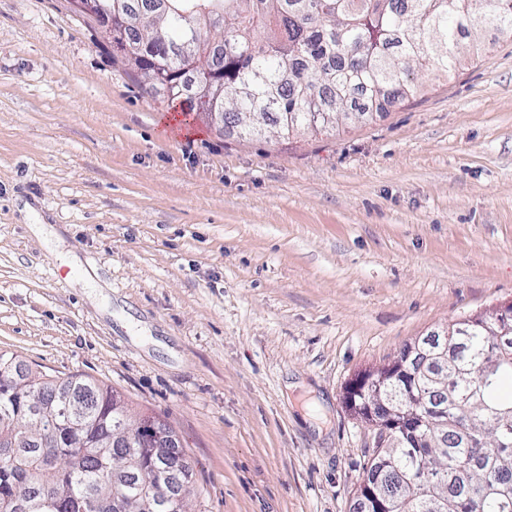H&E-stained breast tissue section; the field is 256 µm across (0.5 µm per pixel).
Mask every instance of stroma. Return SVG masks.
Instances as JSON below:
<instances>
[{
	"instance_id": "1",
	"label": "stroma",
	"mask_w": 512,
	"mask_h": 512,
	"mask_svg": "<svg viewBox=\"0 0 512 512\" xmlns=\"http://www.w3.org/2000/svg\"><path fill=\"white\" fill-rule=\"evenodd\" d=\"M479 41L367 120L243 141L73 0H0V351L168 422L193 512H352L350 381L512 304V32Z\"/></svg>"
}]
</instances>
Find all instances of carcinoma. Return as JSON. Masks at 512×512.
I'll use <instances>...</instances> for the list:
<instances>
[{"label":"carcinoma","mask_w":512,"mask_h":512,"mask_svg":"<svg viewBox=\"0 0 512 512\" xmlns=\"http://www.w3.org/2000/svg\"><path fill=\"white\" fill-rule=\"evenodd\" d=\"M156 15L139 0H120L117 36L145 47L134 67L149 91L169 101L195 96V114L224 112V130L254 137L274 125L288 140L335 130L346 113L374 108L362 98L403 101L417 94L416 71L448 74L461 64L462 41L483 29L512 31V0H168ZM191 34L205 56L186 59L180 44ZM221 71L224 93L198 78ZM511 341L507 345L504 340ZM499 338L491 318L448 341V389L395 380L381 395L399 393L416 431L442 448L403 444L378 448L365 480L389 498L392 512H512V399L499 390L512 381V335ZM16 356L0 351V512H174L176 502L151 510L150 472L165 461L141 443L112 447L115 422L127 405L112 406L114 391L92 379L61 380L30 373L34 386L81 398L94 424L73 433L61 416L27 419L25 395L9 384ZM447 408L440 418L435 411ZM171 488L179 494L192 475L181 448L170 452Z\"/></svg>","instance_id":"carcinoma-1"}]
</instances>
